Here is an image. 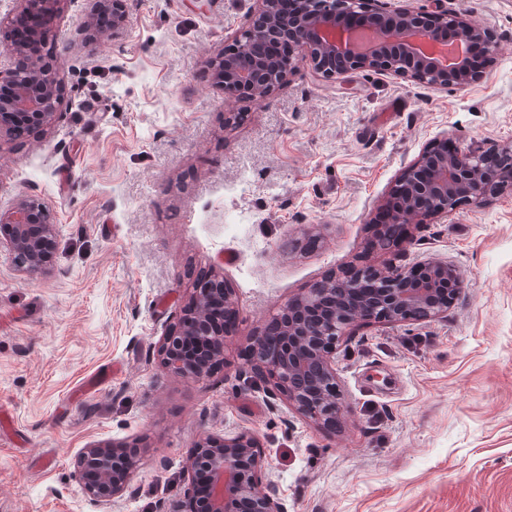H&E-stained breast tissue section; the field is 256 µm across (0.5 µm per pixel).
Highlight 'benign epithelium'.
I'll list each match as a JSON object with an SVG mask.
<instances>
[{"label": "benign epithelium", "mask_w": 512, "mask_h": 512, "mask_svg": "<svg viewBox=\"0 0 512 512\" xmlns=\"http://www.w3.org/2000/svg\"><path fill=\"white\" fill-rule=\"evenodd\" d=\"M33 22L30 40H45L44 21L57 16L65 0H17ZM252 23L234 42L233 51L210 61L215 83L227 98L259 100L285 83L297 61L324 78L355 71L401 76L416 84L467 86L478 78L468 67V53L445 65L439 49L451 44L464 49L482 45L486 63L497 54L498 42L490 29L471 19L472 9L444 8L432 16L393 9L386 0H294L297 9L285 15L279 0H253ZM453 29V41H443L437 30ZM0 129L23 123L32 129L49 126L61 101L60 81L38 55L29 63L26 80L17 68L0 69ZM512 190V142L474 150L470 145L448 146L442 137L426 147L391 188L385 207L395 208L393 223L410 224L446 215L463 204L479 207L490 196ZM47 206L20 197L0 209V245L14 254L28 275L44 272L54 253L55 225ZM337 279L344 283L338 297L323 281L284 304L273 320L280 336L269 341L278 358L269 363L257 355L262 335L246 347L247 383L259 385L273 399L289 406L316 425L341 419L345 400L336 379L334 354L341 336L357 323H416L448 310L455 293L456 273L446 261L427 260L406 269L382 271L351 269ZM192 288L187 306L160 339L158 357L169 374L203 378L224 362L227 327L212 316L219 307L224 316L235 314L232 290ZM139 463V450L128 445L93 444L83 449L78 471L94 481L83 482L85 495L106 509L122 497L130 472ZM267 462L257 438L249 432L232 436L205 435L186 462L187 488L161 512H284L278 491L265 478Z\"/></svg>", "instance_id": "obj_1"}]
</instances>
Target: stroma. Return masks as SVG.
Returning a JSON list of instances; mask_svg holds the SVG:
<instances>
[{
    "mask_svg": "<svg viewBox=\"0 0 512 512\" xmlns=\"http://www.w3.org/2000/svg\"><path fill=\"white\" fill-rule=\"evenodd\" d=\"M443 5L472 7L496 35L472 85L325 79L301 62L250 101L226 98L207 62L249 27L253 0H124V28L91 50L88 0H67L42 47L63 86L54 121L0 132V208L35 197L57 233L34 279L0 247V512H101L75 459L112 442L140 449L112 512H159L201 436L242 431L284 512H512V191L370 247L390 188L435 139L512 142V0ZM312 224L319 247L294 248ZM430 258L455 268V301L432 320L348 330L336 428L243 381L249 336L313 283ZM212 273L237 303L228 361L169 375L157 344Z\"/></svg>",
    "mask_w": 512,
    "mask_h": 512,
    "instance_id": "35a3bbf8",
    "label": "stroma"
}]
</instances>
